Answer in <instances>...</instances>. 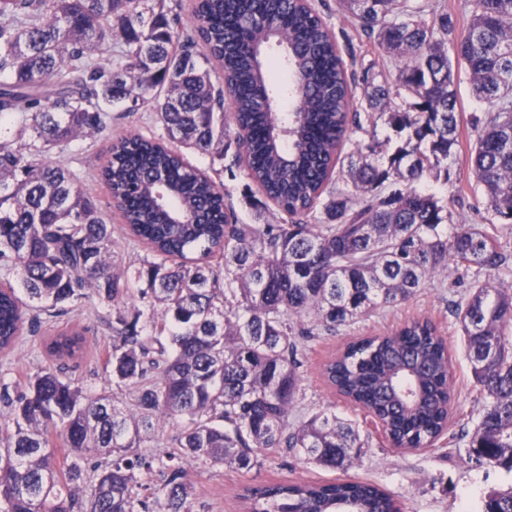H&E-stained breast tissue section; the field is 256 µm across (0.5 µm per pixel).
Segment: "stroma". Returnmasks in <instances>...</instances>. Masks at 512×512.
<instances>
[{"instance_id":"35a3bbf8","label":"stroma","mask_w":512,"mask_h":512,"mask_svg":"<svg viewBox=\"0 0 512 512\" xmlns=\"http://www.w3.org/2000/svg\"><path fill=\"white\" fill-rule=\"evenodd\" d=\"M311 4L335 33L349 70L358 73L364 65H382L379 48L358 33L340 10L337 0H311ZM475 111L476 103L468 85H461L457 105L459 138L451 162V179L439 188L441 196H453V210L457 219L468 224L483 221L482 199L474 194L468 183L467 163L473 140ZM131 131L159 139L165 136L150 108H143L131 116L116 112L112 115V126L107 134L72 141L56 149L51 156L54 163L74 172L78 186L100 202L102 216L113 229L114 260L119 264L126 262L133 253V240L125 233L121 214L110 205L109 192L97 179L92 164L95 159L105 158L112 139ZM235 161V148L225 150L220 163V181L226 204L232 206L240 222L278 223L280 216L275 208L256 214L249 202L248 181ZM468 286V281L460 280L457 271H449L447 276L433 279L409 301L379 309L342 334L322 336L309 342L300 368L304 404L309 409H329L359 422L363 446L352 467L344 471L321 468L286 449L268 456L261 467L246 474L191 459L186 463V473L197 491L196 512H242L238 494L243 486L282 479L332 481L346 478L369 481L397 498L403 512H474L484 493L511 485L512 474L499 467L477 466L469 448L481 401L453 307L454 302L464 296ZM106 310V305L91 293L74 312L55 321L59 329L72 325L86 329L83 356L76 365L67 369L66 375L90 393L112 386L105 369L106 351L112 346V338L98 319L99 314ZM418 317L430 319L447 342L455 386V410L448 422L447 433L435 446L401 451L391 448L381 433L365 421L361 411L329 388L321 375V367L348 342L363 336L386 333ZM46 339L47 334L43 331L34 336L24 335L11 352H0V375H6L14 385H23L27 374L45 363Z\"/></svg>"}]
</instances>
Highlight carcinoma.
Masks as SVG:
<instances>
[{
  "label": "carcinoma",
  "instance_id": "1",
  "mask_svg": "<svg viewBox=\"0 0 512 512\" xmlns=\"http://www.w3.org/2000/svg\"><path fill=\"white\" fill-rule=\"evenodd\" d=\"M338 2L394 66L363 68L362 111L333 32L305 0H194L199 39L184 42L180 0H0V266L28 298L0 286V351L91 289L112 305L100 318L112 332L105 367L128 397L120 405L64 378L84 349L77 328L51 338L50 363L24 386L1 379L0 512H195L188 458L249 472L288 448L348 469L355 422L329 410L291 420L303 401L299 355L410 300L450 266L475 276L456 304L482 400L471 452L512 472V285L500 281L512 252L494 234L512 224V0H467L460 32L448 13L429 18L410 0ZM270 42L288 56L286 102L262 59ZM114 43L124 45L120 62L94 58ZM464 78L485 114L473 124L468 174L491 233L460 223L423 182L451 179ZM146 103L167 140L123 135L99 171L124 229L146 248L117 266L98 203L49 157L108 131L112 109L131 115ZM380 123L408 132L391 154L376 139ZM354 132L370 140L342 158L351 187H334V156ZM226 139L281 223L239 222L181 151L222 161ZM133 280L144 284L143 306L122 307ZM323 374L393 447L443 436L454 392L431 321L351 342ZM170 420L179 431L168 449L141 451L142 432ZM157 470L160 485L147 481ZM242 500L247 512H402L381 487L354 480L264 483ZM479 512H512V487L485 495Z\"/></svg>",
  "mask_w": 512,
  "mask_h": 512
}]
</instances>
